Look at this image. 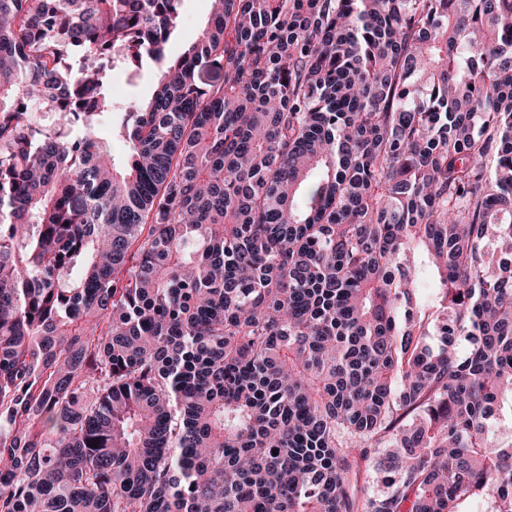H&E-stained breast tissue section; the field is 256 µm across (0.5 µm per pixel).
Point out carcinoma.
Returning a JSON list of instances; mask_svg holds the SVG:
<instances>
[{"instance_id":"cac0c4a2","label":"carcinoma","mask_w":512,"mask_h":512,"mask_svg":"<svg viewBox=\"0 0 512 512\" xmlns=\"http://www.w3.org/2000/svg\"><path fill=\"white\" fill-rule=\"evenodd\" d=\"M180 3L0 0V512H512V0ZM208 0H183L179 15V38L172 46L177 51L183 43L193 40L206 20ZM157 84L156 71L144 66L138 85H130L124 77H116L111 83V93L115 106H128L130 102L144 101L151 97Z\"/></svg>"}]
</instances>
